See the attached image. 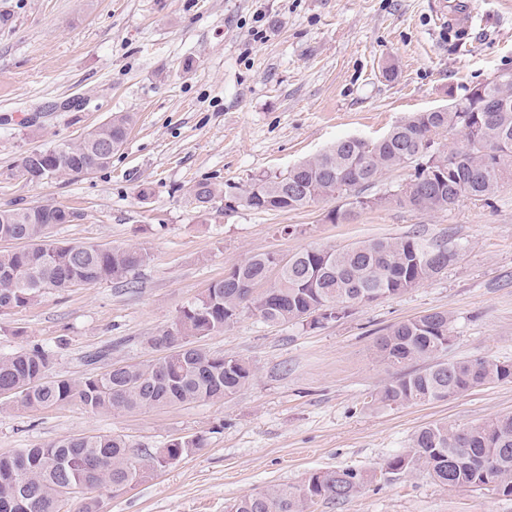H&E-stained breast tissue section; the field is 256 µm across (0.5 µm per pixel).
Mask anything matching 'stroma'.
Masks as SVG:
<instances>
[{"label": "stroma", "mask_w": 512, "mask_h": 512, "mask_svg": "<svg viewBox=\"0 0 512 512\" xmlns=\"http://www.w3.org/2000/svg\"><path fill=\"white\" fill-rule=\"evenodd\" d=\"M471 13L465 29L445 16ZM512 72V0H0V209L53 204L77 213L52 239L134 247L150 258L132 284L77 286L0 312V356L41 345L51 374L147 363L145 339L252 255L340 249L421 235L456 258L403 294L317 325L270 323L244 311L202 347L249 362L254 376L220 402L91 414L74 403L33 410L0 397V455L77 433L124 438L149 457L174 439L204 445L122 492L97 490L102 512H227L238 498L312 473L350 467L369 480L309 512H512V497L455 491L423 471L382 472L422 427L477 425L512 414V381L436 402L374 396L400 375L375 347L394 325L448 311L444 357L512 363V181L487 201L448 211L396 204L410 168L363 189L379 206L343 224L346 198L288 212L223 202L197 207L201 181L247 186L283 174L345 137L373 139L405 117L447 105L449 90ZM134 122L111 162L92 174L32 183L30 152L74 143L112 116Z\"/></svg>", "instance_id": "obj_1"}]
</instances>
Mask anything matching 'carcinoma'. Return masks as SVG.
Instances as JSON below:
<instances>
[{"label":"carcinoma","mask_w":512,"mask_h":512,"mask_svg":"<svg viewBox=\"0 0 512 512\" xmlns=\"http://www.w3.org/2000/svg\"><path fill=\"white\" fill-rule=\"evenodd\" d=\"M483 96H457L439 112H417L384 136L367 141L341 139L283 175H260L239 190V205L261 212L300 210L326 197L352 198L349 207L328 212L332 224L350 219L355 209L379 205L361 190L385 170L412 163L427 144L439 153L435 164L414 166L410 180L392 194L401 205L418 210H449L462 199L489 200L512 177V82L500 78L480 86ZM134 115L125 113L98 126L94 142L85 139L34 150L22 168L40 165L54 178L78 175L90 163L93 145L124 143ZM454 131L460 143L445 148L440 137ZM222 190L207 181L192 189L206 209ZM72 211L52 204L0 210V241L22 240L19 249L0 251V309L35 305L50 291L104 281L131 284L130 277L148 260L134 248H103L79 242H52L49 229L70 223ZM457 255L446 243L421 236L382 238L338 250L304 249L289 256L275 283L247 297L268 278L271 254H257L213 282L197 301L183 307L174 326L147 338L165 352L149 364L111 365L78 381L49 376L53 351L34 345L0 358V392L15 388L17 406L37 408L71 402L97 414L222 401L238 393L254 375L252 366L234 356L210 352L191 342L230 327L245 309L271 323L304 322L318 306H353L399 295L439 275ZM450 317L433 311L393 326L376 340L394 366L431 361L385 385L376 399L389 405L445 400L472 388L512 379V364L494 359L441 360L448 349ZM204 446L196 437L168 443L149 459H138L129 445L112 435L75 434L48 444L19 448L0 456V512H61L58 488L80 483L85 492L78 512H99L92 492L109 487L117 493L147 477L150 470ZM395 475L421 469L440 485L486 487L512 497V414L467 427L430 424L414 436L410 448L383 466ZM24 470L28 478H18ZM365 476L353 468L311 474L300 487L272 486L244 496L229 512H306L318 501L338 502L359 491Z\"/></svg>","instance_id":"cac0c4a2"}]
</instances>
